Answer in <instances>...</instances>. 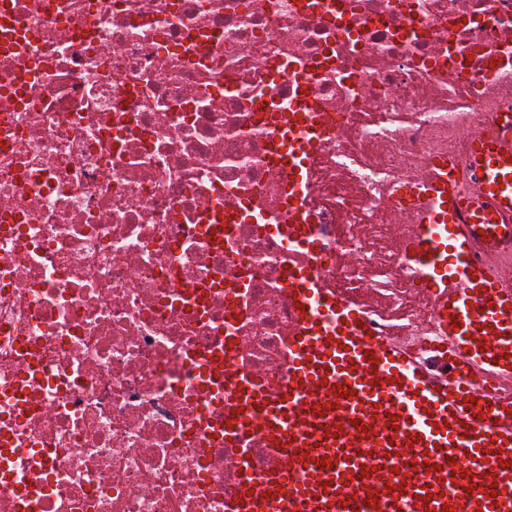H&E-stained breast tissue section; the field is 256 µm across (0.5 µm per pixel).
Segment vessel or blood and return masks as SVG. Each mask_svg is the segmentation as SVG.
<instances>
[{"label": "vessel or blood", "mask_w": 512, "mask_h": 512, "mask_svg": "<svg viewBox=\"0 0 512 512\" xmlns=\"http://www.w3.org/2000/svg\"><path fill=\"white\" fill-rule=\"evenodd\" d=\"M287 127L297 203L315 136L293 113ZM471 141L466 165L439 156L423 187L402 192L418 229L411 250L433 259L422 286L442 369L371 333L312 277H290L298 338L287 388L263 394L224 368L235 387L225 429L260 430L286 462L245 479L233 512H512V110L489 113Z\"/></svg>", "instance_id": "vessel-or-blood-1"}]
</instances>
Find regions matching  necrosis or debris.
Returning <instances> with one entry per match:
<instances>
[{
  "label": "necrosis or debris",
  "mask_w": 512,
  "mask_h": 512,
  "mask_svg": "<svg viewBox=\"0 0 512 512\" xmlns=\"http://www.w3.org/2000/svg\"><path fill=\"white\" fill-rule=\"evenodd\" d=\"M505 105L512 0H0V512H231L284 462L202 363L287 384L301 271L435 336L394 193ZM288 151L286 159L288 160V182L290 184L288 191L294 206H298L301 198L308 191V184L303 177L299 159L304 153H311V143L315 139L313 131H308L307 124L304 123L300 115L288 113Z\"/></svg>",
  "instance_id": "necrosis-or-debris-1"
}]
</instances>
